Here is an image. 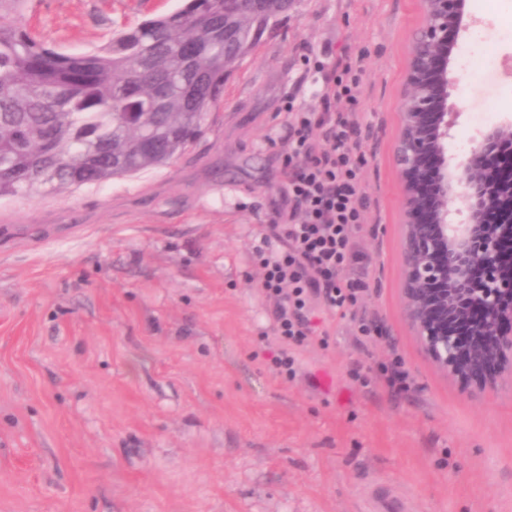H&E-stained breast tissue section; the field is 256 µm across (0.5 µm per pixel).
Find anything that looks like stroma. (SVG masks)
<instances>
[{
  "instance_id": "obj_1",
  "label": "stroma",
  "mask_w": 512,
  "mask_h": 512,
  "mask_svg": "<svg viewBox=\"0 0 512 512\" xmlns=\"http://www.w3.org/2000/svg\"><path fill=\"white\" fill-rule=\"evenodd\" d=\"M182 0H28L23 24L84 53ZM449 151L512 118V0H468ZM419 0H294L229 68L202 137L172 164L0 199V512H353L378 483L419 512H512V382L439 373L401 314L393 145ZM363 55L357 140L370 274L332 337L275 373V307L253 256L290 212L288 113L321 108L309 62ZM399 364L409 388L386 382Z\"/></svg>"
}]
</instances>
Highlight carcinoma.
<instances>
[{
	"label": "carcinoma",
	"instance_id": "obj_1",
	"mask_svg": "<svg viewBox=\"0 0 512 512\" xmlns=\"http://www.w3.org/2000/svg\"><path fill=\"white\" fill-rule=\"evenodd\" d=\"M23 0H0V198L61 193L158 169L204 131L228 67L286 0H186L65 54L19 20ZM238 18L224 42V14Z\"/></svg>",
	"mask_w": 512,
	"mask_h": 512
}]
</instances>
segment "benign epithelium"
Segmentation results:
<instances>
[{
  "instance_id": "benign-epithelium-1",
  "label": "benign epithelium",
  "mask_w": 512,
  "mask_h": 512,
  "mask_svg": "<svg viewBox=\"0 0 512 512\" xmlns=\"http://www.w3.org/2000/svg\"><path fill=\"white\" fill-rule=\"evenodd\" d=\"M394 161L401 179L402 315L428 361L491 395L512 377V124L448 154L446 95L466 0H420ZM459 206L452 208L449 202ZM496 222L485 221L487 213Z\"/></svg>"
}]
</instances>
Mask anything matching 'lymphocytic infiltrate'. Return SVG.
<instances>
[{
	"instance_id": "obj_1",
	"label": "lymphocytic infiltrate",
	"mask_w": 512,
	"mask_h": 512,
	"mask_svg": "<svg viewBox=\"0 0 512 512\" xmlns=\"http://www.w3.org/2000/svg\"><path fill=\"white\" fill-rule=\"evenodd\" d=\"M317 69L323 111L292 113L288 124L285 193L291 212L286 223L272 225L270 237L255 250L262 289L276 305L281 350L272 366L288 379L296 375L295 348L329 339L312 320L314 298L331 312L350 315L358 335L370 331L357 310L362 283L345 276L360 257L358 234L367 210L356 162L358 125L352 114L330 110L336 99L357 102L362 68L359 61L341 57L318 62Z\"/></svg>"
}]
</instances>
